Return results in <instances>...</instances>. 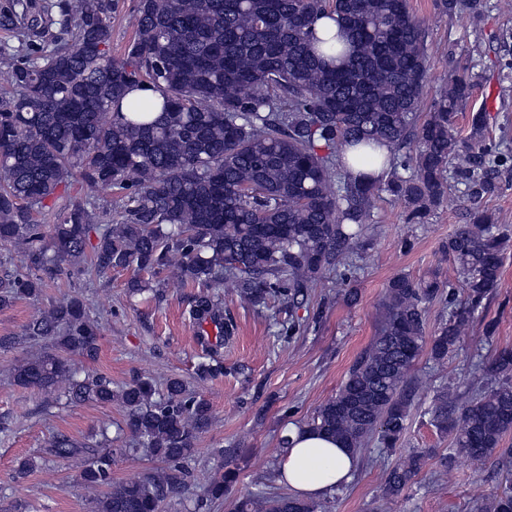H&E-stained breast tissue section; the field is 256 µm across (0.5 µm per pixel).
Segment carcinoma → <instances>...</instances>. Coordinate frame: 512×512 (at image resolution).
<instances>
[{
  "instance_id": "cac0c4a2",
  "label": "carcinoma",
  "mask_w": 512,
  "mask_h": 512,
  "mask_svg": "<svg viewBox=\"0 0 512 512\" xmlns=\"http://www.w3.org/2000/svg\"><path fill=\"white\" fill-rule=\"evenodd\" d=\"M114 0H49L59 34L31 43L0 70V244L23 250V265L0 274V308L39 299L46 281L118 269L145 271L158 286L175 278L200 291L189 315L205 357L197 375L224 374L219 348L233 330L220 289L264 307H293L324 274L349 267L367 244L377 201L386 193L422 223L443 202L449 180L475 195L495 184L481 165L484 118L461 139L458 112L476 74L452 70L431 111L419 119L430 67L426 34L407 0H139L134 35L112 57ZM339 21L319 37L317 21ZM39 25L28 0L0 14V28L25 36ZM149 83L162 101L122 100ZM159 116L152 117L153 113ZM415 152L403 154L408 142ZM386 168L375 175L377 166ZM103 192L114 208L97 205ZM54 223L40 224L44 209ZM507 230L485 209L456 225L443 256L465 295L434 333L428 306L448 298L436 272L387 283L377 336L350 366L335 396L306 423L359 456L370 442L393 450L407 428L404 390L422 352L440 365L503 284ZM100 322L85 302L65 297L38 310L0 349L40 347L14 368L23 388L50 390L71 404H119L117 438L78 442L52 436L26 475L46 460L80 456L81 483L103 490L94 512H162L193 480L197 442L212 422L210 403L179 378L163 392L137 378L124 385L82 373L71 357H97ZM497 383L464 401L441 390L432 424L454 433L455 451L481 466L498 458L508 478L488 512H512V349L486 367ZM148 452L163 463L138 480L112 481L115 454ZM210 476L193 504L228 492L237 450ZM425 462L419 450L386 473L384 499L412 486ZM321 505L263 488L235 512H318Z\"/></svg>"
}]
</instances>
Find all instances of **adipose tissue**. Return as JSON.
Wrapping results in <instances>:
<instances>
[{"mask_svg": "<svg viewBox=\"0 0 512 512\" xmlns=\"http://www.w3.org/2000/svg\"><path fill=\"white\" fill-rule=\"evenodd\" d=\"M288 436L291 445L281 464V474L299 497L317 498L350 481L355 461L339 444L298 427L292 428Z\"/></svg>", "mask_w": 512, "mask_h": 512, "instance_id": "adipose-tissue-1", "label": "adipose tissue"}]
</instances>
